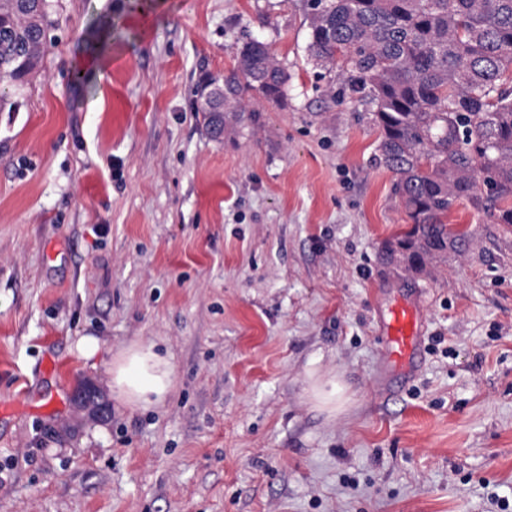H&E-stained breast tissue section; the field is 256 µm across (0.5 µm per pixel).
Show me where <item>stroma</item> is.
Masks as SVG:
<instances>
[{
	"label": "stroma",
	"instance_id": "obj_1",
	"mask_svg": "<svg viewBox=\"0 0 512 512\" xmlns=\"http://www.w3.org/2000/svg\"><path fill=\"white\" fill-rule=\"evenodd\" d=\"M50 19L0 110V512H512V229L464 204L439 262L384 261L411 224L369 107L308 57L305 0H52ZM106 24L111 64L75 82ZM247 36L287 96L215 138L197 89ZM397 305L421 324L407 375L385 360ZM136 342L174 367L148 410L108 387Z\"/></svg>",
	"mask_w": 512,
	"mask_h": 512
}]
</instances>
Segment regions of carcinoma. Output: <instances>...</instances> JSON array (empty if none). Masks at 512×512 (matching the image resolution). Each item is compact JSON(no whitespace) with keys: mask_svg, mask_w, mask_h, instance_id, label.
Here are the masks:
<instances>
[{"mask_svg":"<svg viewBox=\"0 0 512 512\" xmlns=\"http://www.w3.org/2000/svg\"><path fill=\"white\" fill-rule=\"evenodd\" d=\"M308 52L342 68V88L372 108L379 150L411 228L387 258L409 269L465 234L448 228L466 202L486 224L512 226V0H306ZM49 3L30 15L0 0V73L17 82L47 49ZM224 74L222 115L203 106L213 134L243 121L246 95L279 103L288 74L263 41L247 37Z\"/></svg>","mask_w":512,"mask_h":512,"instance_id":"obj_1","label":"carcinoma"}]
</instances>
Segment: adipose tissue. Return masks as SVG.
I'll return each instance as SVG.
<instances>
[{
	"mask_svg": "<svg viewBox=\"0 0 512 512\" xmlns=\"http://www.w3.org/2000/svg\"><path fill=\"white\" fill-rule=\"evenodd\" d=\"M109 386L121 404L132 409L160 405L173 386L170 359L155 344L134 343L112 356Z\"/></svg>",
	"mask_w": 512,
	"mask_h": 512,
	"instance_id": "obj_1",
	"label": "adipose tissue"
}]
</instances>
